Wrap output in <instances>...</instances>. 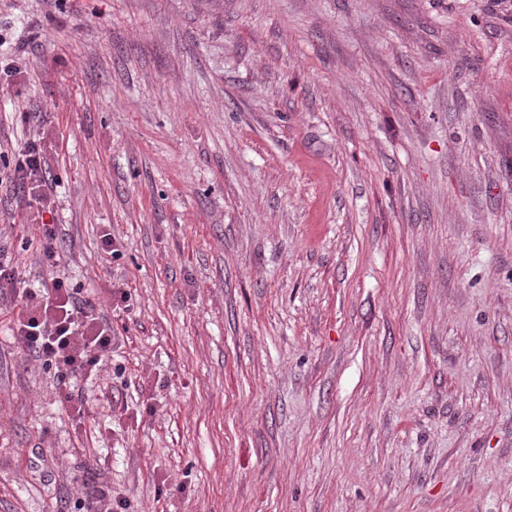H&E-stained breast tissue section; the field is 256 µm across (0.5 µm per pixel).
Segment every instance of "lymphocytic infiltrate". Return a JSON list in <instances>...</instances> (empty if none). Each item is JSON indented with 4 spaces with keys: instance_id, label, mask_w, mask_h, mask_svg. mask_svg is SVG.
<instances>
[{
    "instance_id": "1",
    "label": "lymphocytic infiltrate",
    "mask_w": 512,
    "mask_h": 512,
    "mask_svg": "<svg viewBox=\"0 0 512 512\" xmlns=\"http://www.w3.org/2000/svg\"><path fill=\"white\" fill-rule=\"evenodd\" d=\"M47 174L44 148L40 140H32L15 164L13 180L27 188L42 212L50 207L42 191ZM79 293L62 274L43 294L26 292L11 265L8 245L0 242V297L10 296L20 305L16 339L62 383L98 371L112 354L111 327L98 323L91 302Z\"/></svg>"
}]
</instances>
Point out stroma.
Listing matches in <instances>:
<instances>
[{"label": "stroma", "mask_w": 512, "mask_h": 512, "mask_svg": "<svg viewBox=\"0 0 512 512\" xmlns=\"http://www.w3.org/2000/svg\"><path fill=\"white\" fill-rule=\"evenodd\" d=\"M37 135L0 240L114 345L61 387L0 300V512H512V0H0ZM48 173L44 148L40 138H35L21 152L15 164L12 180L27 187L28 195L37 204L38 212H46L47 209L51 212L47 195L40 191L47 181Z\"/></svg>", "instance_id": "35a3bbf8"}]
</instances>
